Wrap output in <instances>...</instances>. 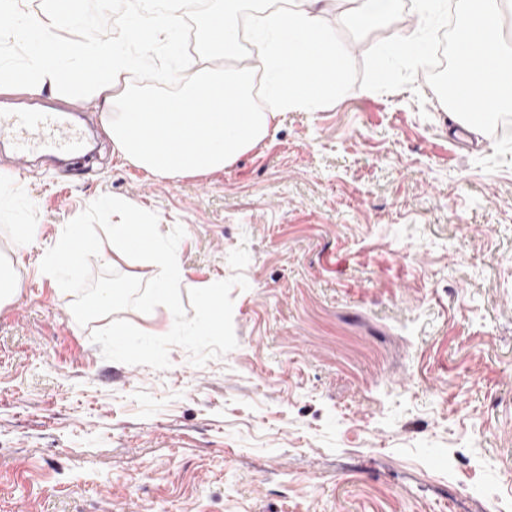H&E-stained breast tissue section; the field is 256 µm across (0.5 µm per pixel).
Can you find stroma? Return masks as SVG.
Returning <instances> with one entry per match:
<instances>
[{
    "label": "stroma",
    "mask_w": 512,
    "mask_h": 512,
    "mask_svg": "<svg viewBox=\"0 0 512 512\" xmlns=\"http://www.w3.org/2000/svg\"><path fill=\"white\" fill-rule=\"evenodd\" d=\"M324 24L349 54L340 97L282 114L234 164L156 176L114 154L96 103L92 158L23 163L0 148V248L31 224L0 306V512H487L466 486L512 493V167L457 140L418 72L361 86L396 28ZM132 84L160 96L189 55L140 42ZM147 215L180 261L185 331L147 319L132 278L95 253L51 280L62 224ZM224 283V333L197 290ZM111 288V311L74 314ZM122 324L142 350L130 359Z\"/></svg>",
    "instance_id": "stroma-1"
}]
</instances>
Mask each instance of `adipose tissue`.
<instances>
[{
  "label": "adipose tissue",
  "instance_id": "ef3b65f1",
  "mask_svg": "<svg viewBox=\"0 0 512 512\" xmlns=\"http://www.w3.org/2000/svg\"><path fill=\"white\" fill-rule=\"evenodd\" d=\"M241 0H218L203 16L201 36L195 37L198 58L193 82L173 97H162L132 85L128 72L134 60L132 45L140 34L176 52L181 48V13L163 0H134L133 22L109 40L87 39L69 44L63 29L80 22L73 0H40L39 9L17 16L15 0H0V39L11 34L27 42L19 66L0 65V95L18 91L69 99L91 95L101 112L112 148L142 170L159 176H203L233 164L269 133L272 122L286 112H311L341 95L350 57L323 22L325 0H289L274 7L269 0H249L256 24L251 37L264 63L266 95L272 109L252 103L253 74L237 66L242 52ZM341 21L349 27L394 25L404 9L425 20L432 0H345ZM221 57L225 68L210 66ZM166 127L177 130L164 148L150 146L140 132ZM204 141L197 151L195 141ZM112 264L135 262L149 269L154 281L142 301L144 314L166 309L170 319L180 315L181 269L158 227L142 220L135 224H106L101 234L88 225L66 224L42 258L48 273L69 270L66 256L74 235Z\"/></svg>",
  "mask_w": 512,
  "mask_h": 512
}]
</instances>
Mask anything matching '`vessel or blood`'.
<instances>
[{"mask_svg": "<svg viewBox=\"0 0 512 512\" xmlns=\"http://www.w3.org/2000/svg\"><path fill=\"white\" fill-rule=\"evenodd\" d=\"M0 140L8 142L22 158L71 153L81 146L79 130L48 104L38 110H0Z\"/></svg>", "mask_w": 512, "mask_h": 512, "instance_id": "b4317fda", "label": "vessel or blood"}]
</instances>
